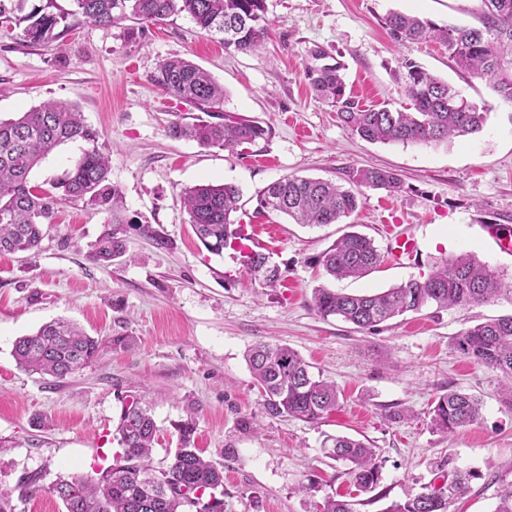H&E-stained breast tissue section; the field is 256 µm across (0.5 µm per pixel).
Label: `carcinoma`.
<instances>
[{
  "instance_id": "1",
  "label": "carcinoma",
  "mask_w": 512,
  "mask_h": 512,
  "mask_svg": "<svg viewBox=\"0 0 512 512\" xmlns=\"http://www.w3.org/2000/svg\"><path fill=\"white\" fill-rule=\"evenodd\" d=\"M14 0L11 8L0 2V18L22 29L19 41L28 46L49 43L63 36L72 25L67 15L54 12V0ZM480 26L439 25L427 19L391 12L385 19L396 42L436 41L448 49L455 66L469 75L488 79L505 102L512 103V0H481ZM71 13L78 22L114 26L126 20L155 24L184 13L208 38L226 49L256 52L269 36L266 0H74ZM318 48L311 52L305 76L315 93L336 109L338 118L353 134L371 143L404 145L439 144L455 136L481 131L487 113L469 103L460 92L413 60L402 61L410 108H362L346 94L344 65ZM152 83L167 93L195 105L215 109L224 104V87L207 71L184 58L163 60L151 76ZM218 121L184 124L173 121L168 133L191 138L199 144L234 150L266 135L253 120L216 115ZM100 135L91 129L73 105L48 100L16 119L0 120V254L37 253L52 223L53 202L34 192L29 176L56 147L68 142L86 144L73 169L58 187L72 201H84L112 215V223L92 245V261L109 265L131 260V233L145 236L157 248L167 239L150 224L126 221L120 189L109 179L110 158L98 147ZM346 188L331 180L285 176L257 194L258 212L281 213L297 224H337L361 205L360 188L397 193L403 187L399 174L382 168L349 172ZM241 191L233 183L197 184L181 190L189 222L205 248L216 255L238 250L248 239L244 226L233 219L240 209ZM264 254L254 250L244 255L250 275L273 288L284 280V272L262 268ZM381 262L374 241L358 232H346L316 257L317 265L333 279H359ZM512 302V275L490 269L470 253L444 258L425 279H409L379 293L360 295L318 286L312 306L322 317H338L360 330H371L408 312L429 305L451 308ZM131 337L107 339L90 336L62 319L41 326L37 332L16 340L13 355L25 370L54 379L67 376L96 362L105 348L127 350ZM454 347L470 362L500 373L506 380L505 396L512 401V314L477 323L454 338ZM247 363L264 398L265 412L272 417L290 416L314 423L338 405L336 385L311 371V366L286 345L259 342L249 349ZM482 402L469 394L450 391L432 403V425L439 431L476 423ZM178 445L169 462L155 467L151 451L158 427L141 399L122 407L116 427L121 450L98 477L58 476L49 486L40 471L19 480L21 496L32 497L44 490L59 498L65 512H224V499L215 492L224 488V470L202 456L197 448L196 412L175 424ZM329 456L349 465L348 474L361 492L372 491L378 482L375 451L365 442L346 436L332 439ZM474 478L470 471L457 472L441 485L430 483L423 491L392 502L386 512H449L463 497Z\"/></svg>"
}]
</instances>
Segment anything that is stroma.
Returning <instances> with one entry per match:
<instances>
[{"mask_svg":"<svg viewBox=\"0 0 512 512\" xmlns=\"http://www.w3.org/2000/svg\"><path fill=\"white\" fill-rule=\"evenodd\" d=\"M480 0H266L265 49L241 53L204 37L183 14L157 24L112 27L78 24L58 41L22 45L19 28L0 22V118L54 99L74 105L98 130L110 154V180L124 196V216L149 224L169 240L165 249L132 235L135 259L93 262L92 244L110 216L81 201L57 198L55 217L35 257L0 255V493L15 512H64L48 492L20 498L17 483L39 471L95 475L99 449L113 437L122 405L148 402L158 426L155 465L177 444L175 423L187 406L197 414L196 445L224 467V512H319L328 496L352 501L355 512L387 506L440 475L476 474L450 512H493L497 493L512 483V404L499 373L478 367L453 346L465 328L511 314L506 301L408 313L361 331L313 310L321 284L346 293L378 292L428 276L441 258L470 252L489 268L512 274L484 224L512 225V104L488 81L458 71L438 43L394 42L384 25L391 12L438 24L477 25ZM345 64L347 90L365 107L408 105L400 63L411 59L448 80L487 112L476 134L439 145L370 143L343 127L334 108L312 90L304 70L313 49ZM180 56L224 87L225 114L259 121L264 139L230 152L168 134L172 121L204 118L193 104L156 87L158 64ZM83 145L57 147L30 183L53 193ZM396 170L400 192L365 190L348 222L322 227L256 212V196L290 174L343 181L353 168ZM201 182L233 183L242 191L237 213L262 253L285 273L268 288L250 280L238 253L215 255L196 237L180 198ZM413 234L419 248L404 261L385 257L359 280H327L316 257L347 229L378 249L387 225ZM65 318L87 334L132 336L130 351L101 359L63 380L20 368L15 341ZM288 346L334 381L335 411L317 423L266 415L245 361L255 343ZM456 390L479 397L477 423L444 435L428 412L437 395ZM46 420L35 427L34 417ZM330 436H347L376 451L374 491L357 492L345 463L327 457Z\"/></svg>","mask_w":512,"mask_h":512,"instance_id":"1","label":"stroma"}]
</instances>
